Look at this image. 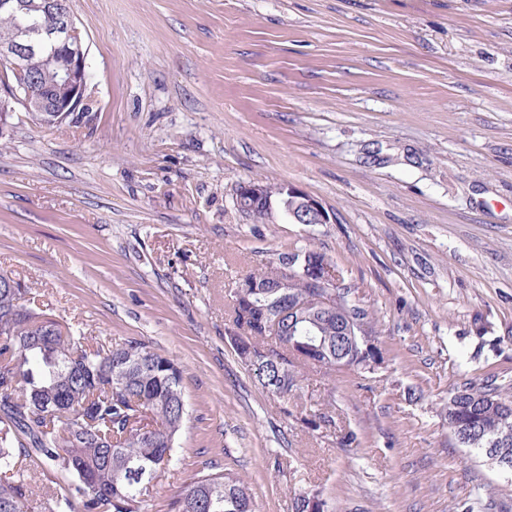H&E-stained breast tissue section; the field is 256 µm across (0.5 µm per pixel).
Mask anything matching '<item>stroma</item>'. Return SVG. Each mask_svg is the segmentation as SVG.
Masks as SVG:
<instances>
[{
    "label": "stroma",
    "instance_id": "1",
    "mask_svg": "<svg viewBox=\"0 0 512 512\" xmlns=\"http://www.w3.org/2000/svg\"><path fill=\"white\" fill-rule=\"evenodd\" d=\"M71 11L85 113L46 129L20 109L0 138V269L34 309L183 369L179 462L148 484V512L217 465L256 512L308 488L331 512H462L503 484L441 407L461 378L512 379V0ZM252 179L296 186L330 222H253L234 206ZM309 247L359 285L383 363L311 373L284 414L238 361L227 305L250 269Z\"/></svg>",
    "mask_w": 512,
    "mask_h": 512
}]
</instances>
